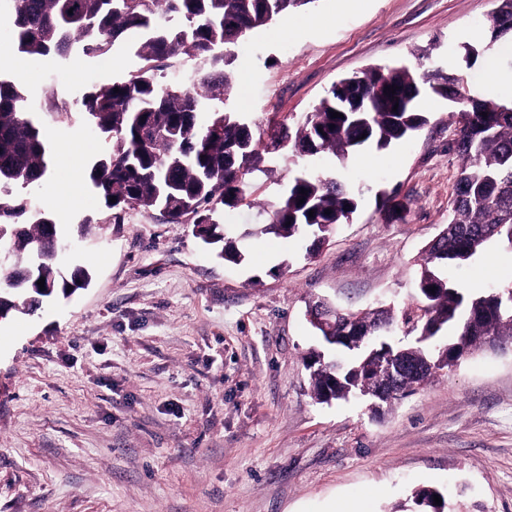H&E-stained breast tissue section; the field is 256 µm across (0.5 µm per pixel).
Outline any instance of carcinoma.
<instances>
[{"label":"carcinoma","instance_id":"cac0c4a2","mask_svg":"<svg viewBox=\"0 0 512 512\" xmlns=\"http://www.w3.org/2000/svg\"><path fill=\"white\" fill-rule=\"evenodd\" d=\"M313 2L8 0L4 17L12 31L10 49L30 57L97 61L117 46L134 51L137 70L94 83L82 96L80 112L100 144L88 181L112 210L113 223H121L130 209L157 211L171 224L191 219L196 236L219 248L228 261L241 260L242 254L226 238L218 211L234 208L250 195L247 176L264 171L266 155L286 142L302 160L331 155L343 164L355 149H385L422 128L427 117L418 103L424 95L455 99L450 117L457 125L454 148L460 165L445 232L426 245L419 260L416 302L399 311L386 305L343 311L333 330L318 329L322 347L306 357L311 395L319 403L374 399L392 378L382 363L388 354L421 366L420 373L401 376L385 401L391 405L476 351L512 344V287L474 294L443 275L448 265L468 262L491 240L512 247V103L472 95L465 76L448 80L406 66L373 68L333 83L302 118L277 123L279 139L267 142L246 135L251 129L246 119L209 106L232 85L224 72L232 48L247 33ZM489 25L493 41L512 32V0H494ZM182 57L202 63L192 85L161 83L159 64ZM387 85L398 90L386 94ZM31 112L26 90L0 75V192H5L0 227L13 266L6 281H0L4 316L21 304H39L57 288L71 295L89 277L80 268L67 277L57 266L62 237L52 212H31L10 197L9 190L37 185L50 171L47 139ZM333 112L343 117L333 118ZM358 206L359 197L345 184L305 168L268 212L260 233L308 236L318 248ZM42 277L43 290L37 284ZM408 326L426 340L406 345L395 340ZM450 327L456 330L455 341L440 344L441 333ZM343 329L357 330L367 340L352 345L336 336ZM435 495L442 504H434ZM409 502L410 512L448 509L447 495L429 487L415 489Z\"/></svg>","mask_w":512,"mask_h":512}]
</instances>
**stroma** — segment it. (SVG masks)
I'll return each mask as SVG.
<instances>
[{
  "label": "stroma",
  "instance_id": "stroma-1",
  "mask_svg": "<svg viewBox=\"0 0 512 512\" xmlns=\"http://www.w3.org/2000/svg\"><path fill=\"white\" fill-rule=\"evenodd\" d=\"M492 0H319L234 49L233 88L217 109L258 126L310 112L340 78L400 62L464 71L474 93L491 41ZM479 56L466 60L463 45ZM110 69L37 59L0 46V73L36 103L51 171L15 199L52 206L76 242L60 259L89 284L0 319V512H399L412 490L451 494L454 512H512V345L480 350L393 405L321 404L306 318L324 297L361 310L417 295L416 261L448 222L458 158L448 101L427 97L428 123L376 151L372 164L316 158L312 171L362 193L357 212L312 258L310 238L260 233L302 162L289 148L250 175L252 204L221 220L243 257L224 261L156 211L123 223L86 181L97 150L78 110L92 83L139 66L125 47ZM407 210L387 218L379 191ZM58 205H51V198ZM449 280L473 293L512 284V248L490 241Z\"/></svg>",
  "mask_w": 512,
  "mask_h": 512
}]
</instances>
